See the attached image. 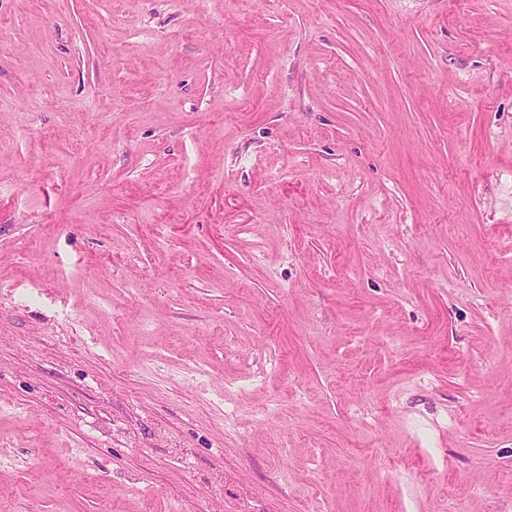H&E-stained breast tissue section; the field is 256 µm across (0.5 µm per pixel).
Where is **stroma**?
<instances>
[{
	"mask_svg": "<svg viewBox=\"0 0 512 512\" xmlns=\"http://www.w3.org/2000/svg\"><path fill=\"white\" fill-rule=\"evenodd\" d=\"M0 512H512V0H0Z\"/></svg>",
	"mask_w": 512,
	"mask_h": 512,
	"instance_id": "35a3bbf8",
	"label": "stroma"
}]
</instances>
